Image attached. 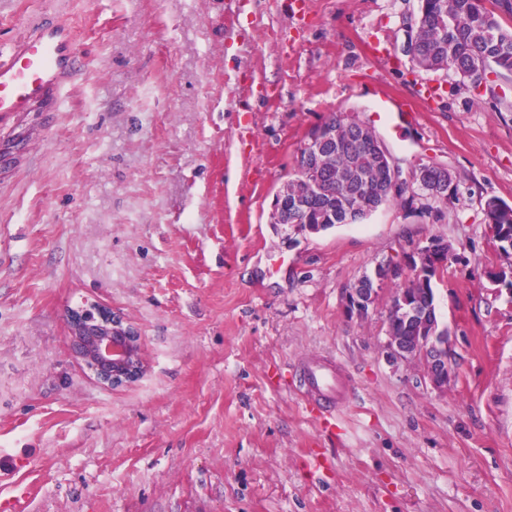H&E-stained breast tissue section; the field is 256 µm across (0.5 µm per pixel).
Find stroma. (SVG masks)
Returning <instances> with one entry per match:
<instances>
[{
    "label": "stroma",
    "mask_w": 512,
    "mask_h": 512,
    "mask_svg": "<svg viewBox=\"0 0 512 512\" xmlns=\"http://www.w3.org/2000/svg\"><path fill=\"white\" fill-rule=\"evenodd\" d=\"M417 0H0V44L74 26L76 82L0 117V502L15 512H512V266L486 233L512 205V82L474 92L400 48ZM386 89L388 103L376 92ZM411 180L446 166L436 213L397 204L317 235L269 221L307 129L372 122ZM435 236L453 377L384 357L393 292L345 290ZM141 334L147 374L100 385L68 309ZM353 388L330 423L301 360Z\"/></svg>",
    "instance_id": "35a3bbf8"
}]
</instances>
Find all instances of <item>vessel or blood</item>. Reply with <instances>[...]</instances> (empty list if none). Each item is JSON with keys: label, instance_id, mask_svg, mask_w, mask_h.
I'll return each mask as SVG.
<instances>
[{"label": "vessel or blood", "instance_id": "obj_1", "mask_svg": "<svg viewBox=\"0 0 512 512\" xmlns=\"http://www.w3.org/2000/svg\"><path fill=\"white\" fill-rule=\"evenodd\" d=\"M81 45L67 24L41 21L15 44L0 45V115L28 111L49 93L70 85ZM300 380L310 406L332 414L350 394V386L334 362L316 357L301 362Z\"/></svg>", "mask_w": 512, "mask_h": 512}]
</instances>
